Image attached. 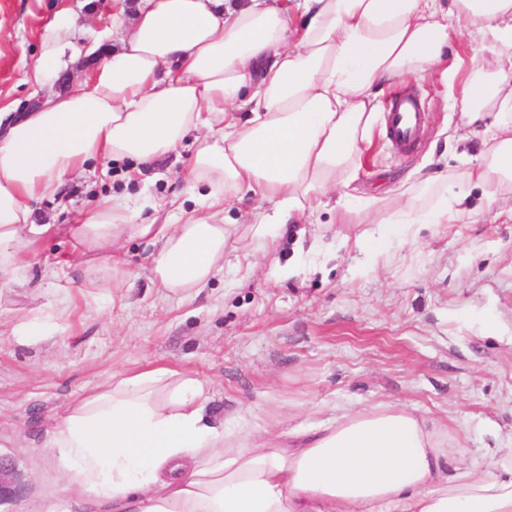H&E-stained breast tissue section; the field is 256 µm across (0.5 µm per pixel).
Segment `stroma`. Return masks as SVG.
I'll return each instance as SVG.
<instances>
[{
	"instance_id": "1",
	"label": "stroma",
	"mask_w": 512,
	"mask_h": 512,
	"mask_svg": "<svg viewBox=\"0 0 512 512\" xmlns=\"http://www.w3.org/2000/svg\"><path fill=\"white\" fill-rule=\"evenodd\" d=\"M113 2L0 0V110L22 111L44 91L28 74L60 20L71 25L61 77L87 72ZM395 91L416 96L425 114L415 149L397 151L376 133L350 188L355 206L330 194L270 247L254 238L257 203L245 198L229 214L223 269L196 295L154 286L153 247L141 238L125 244L131 284L90 287L58 238L25 281L0 288V457L19 483L0 512H45L64 497L67 477L44 434L73 399L115 372L166 367L207 378L213 414L275 411L271 430L282 436L401 403L447 427L470 459L512 448V203H485L468 186L482 207L475 220L416 224L376 250L380 227L362 199L394 210L402 181L464 171L482 149L477 136L457 141L449 87L406 77ZM195 149L187 137L178 155L138 177L133 161L91 160L38 202L39 220L72 223L101 195L188 199L182 168ZM46 302L64 311L54 332L35 343L13 335Z\"/></svg>"
}]
</instances>
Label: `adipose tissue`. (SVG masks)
Returning <instances> with one entry per match:
<instances>
[{
    "mask_svg": "<svg viewBox=\"0 0 512 512\" xmlns=\"http://www.w3.org/2000/svg\"><path fill=\"white\" fill-rule=\"evenodd\" d=\"M118 49L68 91L27 112H0V285L25 280L45 242L65 232L86 280L131 276L124 238H150L154 284L184 297L224 266V214L250 195L254 234L313 214L362 166L381 98L400 77L440 75L458 87L462 127L482 121L479 163L463 178L487 199L512 194V0H140L117 9ZM475 35L487 55L449 57ZM201 138L184 171L191 209L160 199L150 217L119 195L77 224L33 220L34 204L94 158L147 169ZM447 176L427 179L434 204L406 201L386 224L477 215ZM209 383L164 367L115 373L74 399L47 434L71 477L76 512H512V448L479 470L447 429L386 404L334 415L287 438L255 414L208 412Z\"/></svg>",
    "mask_w": 512,
    "mask_h": 512,
    "instance_id": "obj_1",
    "label": "adipose tissue"
}]
</instances>
